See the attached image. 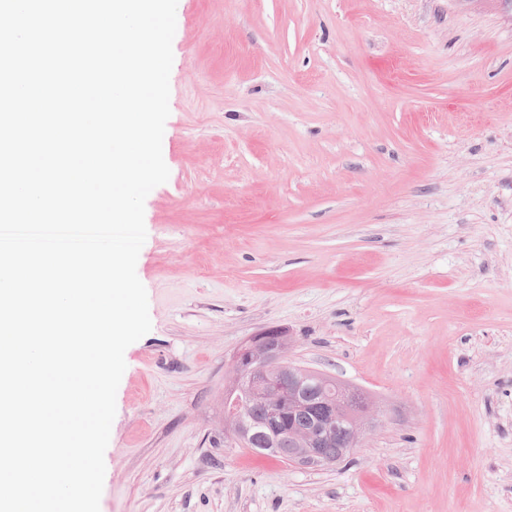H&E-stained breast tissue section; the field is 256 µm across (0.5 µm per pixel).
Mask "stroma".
<instances>
[{
  "instance_id": "1",
  "label": "stroma",
  "mask_w": 512,
  "mask_h": 512,
  "mask_svg": "<svg viewBox=\"0 0 512 512\" xmlns=\"http://www.w3.org/2000/svg\"><path fill=\"white\" fill-rule=\"evenodd\" d=\"M151 331L100 512H512V13L500 0H178ZM378 425L302 468L236 445L272 328Z\"/></svg>"
}]
</instances>
